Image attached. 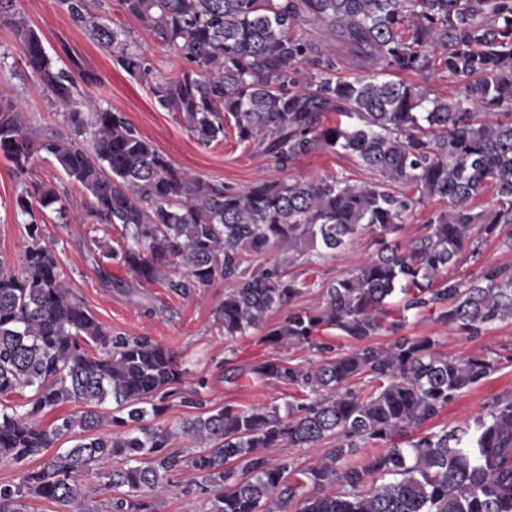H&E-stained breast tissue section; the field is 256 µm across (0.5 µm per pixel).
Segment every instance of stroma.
I'll return each instance as SVG.
<instances>
[{"label":"stroma","instance_id":"1","mask_svg":"<svg viewBox=\"0 0 512 512\" xmlns=\"http://www.w3.org/2000/svg\"><path fill=\"white\" fill-rule=\"evenodd\" d=\"M92 13L101 14L126 27L131 39L151 68L149 79L130 76L112 56L101 50L77 27L58 0H17L16 6L41 35L50 56L75 60L80 72L93 75L95 81L87 92L104 107L123 112L135 129L172 162L213 184H226L243 190L263 177L288 180L309 179L339 173L351 181H370V171L352 156L318 150L280 170L272 162L236 141L227 133L224 141L202 145L162 109L154 98L152 83L177 76L185 67L174 49L162 46L141 22L127 15L120 0H89ZM0 88L11 89L12 100L37 135L66 132L63 116L50 94L38 84L24 66L11 29L0 25ZM33 181L57 185L64 190L71 210H80L87 195L80 185L68 180L51 157L38 159L28 173L18 175L12 162L0 155V255L11 267H18L27 244L26 218L15 211V197L25 184ZM44 239L57 253L67 288L114 334L148 336L175 351L185 369V387L206 379V399L212 405H275L287 410L299 397L297 388L273 381H262L251 374L252 366L267 360L299 363L318 359V352L305 346L277 348L261 341L259 333L233 339L225 338L213 324V309L224 296L223 283L205 288L198 299H184L159 285L135 287L125 294L110 288L107 276L125 277L116 260L92 258L86 247L90 225L62 224L48 220ZM374 254L371 237L365 236L339 257L315 264L298 263L296 272L310 282L295 303V308L312 309L320 304L318 285L339 278L346 271L366 262ZM512 265V238L500 233L487 238L479 253L462 254L451 270L454 277L476 276L489 265ZM403 335L435 340L438 353L466 358L484 352L494 358L497 369L482 382L464 390L430 424L431 430L453 427L469 421L494 400L512 395V321L499 322L481 335L472 337L436 321L433 315L409 316ZM177 487L158 499L153 512H205L206 496L200 490V475L188 468L175 475Z\"/></svg>","mask_w":512,"mask_h":512}]
</instances>
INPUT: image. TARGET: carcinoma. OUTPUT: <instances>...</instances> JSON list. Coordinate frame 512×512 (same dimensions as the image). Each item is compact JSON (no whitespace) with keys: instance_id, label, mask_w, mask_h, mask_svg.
<instances>
[{"instance_id":"carcinoma-1","label":"carcinoma","mask_w":512,"mask_h":512,"mask_svg":"<svg viewBox=\"0 0 512 512\" xmlns=\"http://www.w3.org/2000/svg\"><path fill=\"white\" fill-rule=\"evenodd\" d=\"M60 4L130 75L148 76L122 25L91 13L87 0ZM121 4L185 61L152 93L202 145L223 141L229 127L279 168L321 149L354 156L374 178L264 179L241 191L206 182L175 166L123 113L83 93L16 0H0V24L14 32L69 132L36 138L1 95L0 153L19 174L40 154L52 157L88 194L83 223L121 226L123 247L89 242L136 283H159L185 299L227 284L213 311L224 337L260 331L265 343L288 347L311 345L329 329L357 346L316 362L253 366L255 376L307 393L284 416L276 406L208 408L195 391L187 404L198 413L172 429L146 423L165 412L184 370L164 344L109 334L72 297L39 217L50 209L65 224L69 202L55 186L33 181L15 198L16 213L29 217L21 271L0 259V460L42 455L64 436L75 444L18 484L0 485V512H21L22 498L86 512L88 476L113 490L111 512H152L151 499L170 493L183 467L205 481L206 512H290L297 500L299 512H512V396L462 425L424 430L491 374L494 359L441 356L432 339L399 335L408 313L424 310L469 336L512 320V266L437 284L464 250L478 249L473 226L492 236L512 224V0ZM304 24L328 34L296 32ZM346 57L363 72L338 75ZM303 65L310 66L305 81ZM436 73L457 86L453 96L423 86ZM326 112L351 122L324 125ZM489 190L495 203L474 211L473 201ZM433 199L448 208L428 219L424 234L399 240L402 224ZM364 235L373 236L375 254L319 284V308L268 323L270 311L307 287L291 271L300 258L334 257ZM383 332L397 338L370 343ZM362 377L378 386L358 391L353 381ZM28 389L22 402H10ZM108 399L115 408L100 411ZM68 403L77 411L48 426L37 421ZM107 424L112 429L101 431ZM177 437L199 452L183 459L169 451ZM328 439L335 448L302 469L260 452L317 449ZM370 444L379 451L350 462ZM108 460L112 468L100 470ZM309 484L314 491L306 495Z\"/></svg>"}]
</instances>
